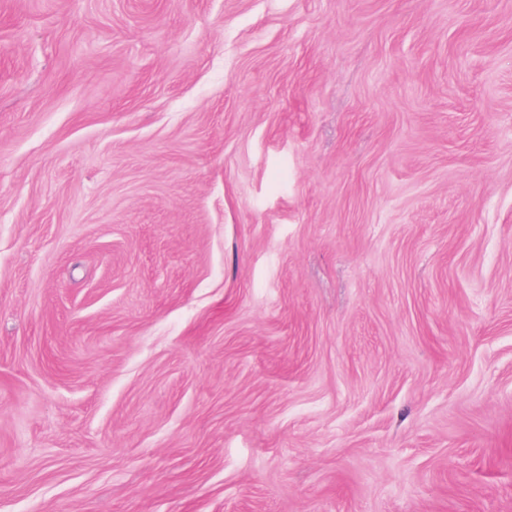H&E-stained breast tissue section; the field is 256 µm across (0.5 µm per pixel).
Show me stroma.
Listing matches in <instances>:
<instances>
[{
	"label": "stroma",
	"instance_id": "35a3bbf8",
	"mask_svg": "<svg viewBox=\"0 0 512 512\" xmlns=\"http://www.w3.org/2000/svg\"><path fill=\"white\" fill-rule=\"evenodd\" d=\"M0 512H512V0H0Z\"/></svg>",
	"mask_w": 512,
	"mask_h": 512
}]
</instances>
